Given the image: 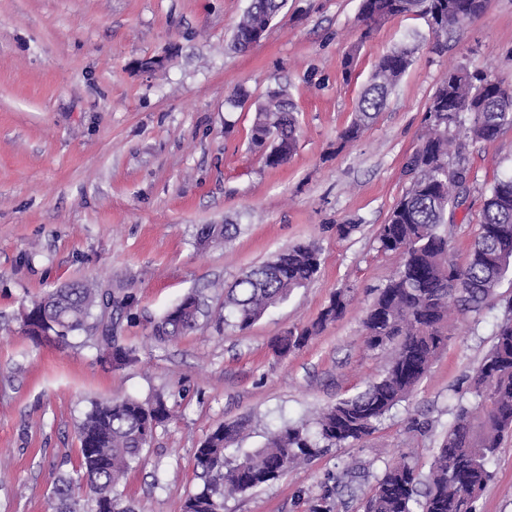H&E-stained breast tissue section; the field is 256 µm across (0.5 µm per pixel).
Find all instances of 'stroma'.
<instances>
[{
  "mask_svg": "<svg viewBox=\"0 0 512 512\" xmlns=\"http://www.w3.org/2000/svg\"><path fill=\"white\" fill-rule=\"evenodd\" d=\"M249 0H0V512H50L57 476L76 463L77 427L92 402L162 396L174 417L119 484L134 512H181L201 485L195 452L219 425L249 418L244 447L379 378L390 351L363 343L362 320L399 258L377 234L406 192L404 164L448 68L463 64L512 85V0H485L464 28L435 36L414 14L360 41L359 0H287L264 38L231 47ZM418 37L412 64L374 123L340 144L380 58ZM361 43L352 73L343 60ZM166 56L147 72L141 61ZM286 88L300 138L281 166L251 150L254 111ZM244 93V101L229 106ZM477 179L447 224L458 263L479 232L484 190L512 171V128L467 146ZM235 225L231 238L205 237ZM354 225L340 238V225ZM321 249L305 287L251 328L225 327L224 287L297 243ZM90 280L130 303L112 315V344L136 349L116 367L98 329L65 346L39 345L23 327L44 291ZM339 290L342 317L301 350L278 356L272 340L314 321ZM207 304L197 328L168 341L155 324L188 293ZM512 317V276L480 314L459 313L447 346L415 393L377 431L328 448L270 484L226 500L224 512H310L345 468L350 486L332 512L361 503L386 464L412 455L428 473L458 398ZM478 512H512V433L490 464Z\"/></svg>",
  "mask_w": 512,
  "mask_h": 512,
  "instance_id": "stroma-1",
  "label": "stroma"
}]
</instances>
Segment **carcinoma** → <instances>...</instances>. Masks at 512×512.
I'll return each instance as SVG.
<instances>
[{
	"label": "carcinoma",
	"instance_id": "cac0c4a2",
	"mask_svg": "<svg viewBox=\"0 0 512 512\" xmlns=\"http://www.w3.org/2000/svg\"><path fill=\"white\" fill-rule=\"evenodd\" d=\"M285 0H251L235 32L234 48L248 50L257 31L269 28ZM484 0H361L360 40L383 22L400 15L427 19L436 34L478 16ZM418 45L404 43L384 55L360 95L351 123L340 134L343 142L358 139L383 108L387 96L411 65ZM488 84V78L460 64L448 70L437 86L424 117L420 147L406 161L409 188L380 226V249L392 252L399 265L378 289L363 319L364 343L372 350H392L377 381L353 397L322 412L315 427L285 424L260 448L239 446L249 421L239 419L217 427L196 450L199 491L187 497L183 512H224V500L267 485L288 467L309 459L321 448L342 447L371 435L376 425L409 397L448 341L452 307L481 313L497 288L512 273V264L489 260L500 243L512 245V176L496 179L485 192L480 232L469 259L459 264L448 236L440 231L446 215L460 207L470 180L464 141L495 142L512 127V93ZM298 141L294 106L283 89H273L255 108L250 144L263 152L265 164L278 167L292 157ZM321 265V250L297 244L274 253L238 278L224 292V325L244 331L274 305L310 282ZM90 281L71 283L46 292L27 308L37 327L31 337L49 345L68 342L85 327L97 309L112 301ZM347 295L338 291L309 326L293 328L275 339L286 355L346 311ZM203 312L200 295L190 293L155 324L153 336L166 341L193 331ZM112 328L102 330L107 359L115 366L138 362L136 350L112 346ZM470 399L459 404L448 432L421 476L403 456L376 477L366 512H476V502L492 479L490 460L505 432L512 430V319L501 323L493 345L473 371ZM170 418L165 400L147 402L114 398L95 402L78 426V459L73 474L61 475L52 490L53 512H133L117 485L138 463L157 427ZM85 482L90 495L80 503L74 484Z\"/></svg>",
	"mask_w": 512,
	"mask_h": 512
}]
</instances>
